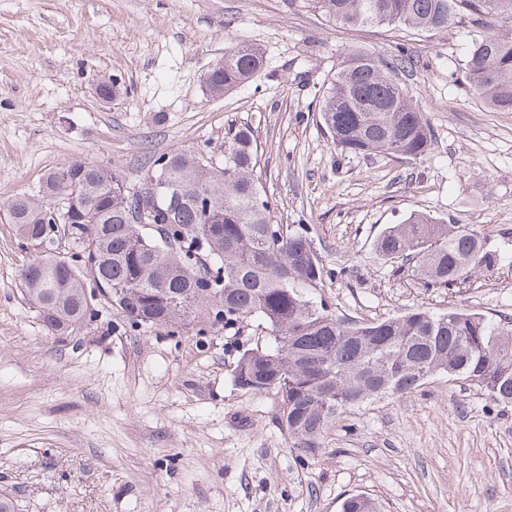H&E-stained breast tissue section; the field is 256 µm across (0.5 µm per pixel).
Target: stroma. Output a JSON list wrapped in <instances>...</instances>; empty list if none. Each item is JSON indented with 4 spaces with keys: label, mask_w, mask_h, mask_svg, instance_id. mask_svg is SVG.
Instances as JSON below:
<instances>
[{
    "label": "stroma",
    "mask_w": 512,
    "mask_h": 512,
    "mask_svg": "<svg viewBox=\"0 0 512 512\" xmlns=\"http://www.w3.org/2000/svg\"><path fill=\"white\" fill-rule=\"evenodd\" d=\"M261 49L262 72L218 98L205 75L225 47ZM460 27L337 25L307 0H0V493L18 512H512V406L446 375L344 413L300 464L274 393L237 390L239 354L265 332L131 325L98 302L82 328L47 331L19 272L40 254L7 216L47 173L95 163L136 181L173 150L217 156L253 128L275 220L303 227L337 314L375 321L454 304L512 318V112L466 92ZM411 61L398 78L425 112V159L340 152L320 87L364 50ZM116 85L110 100L97 82ZM413 212L476 229L497 270L461 291L424 287L379 259Z\"/></svg>",
    "instance_id": "35a3bbf8"
}]
</instances>
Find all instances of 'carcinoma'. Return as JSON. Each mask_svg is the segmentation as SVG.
<instances>
[{
  "label": "carcinoma",
  "mask_w": 512,
  "mask_h": 512,
  "mask_svg": "<svg viewBox=\"0 0 512 512\" xmlns=\"http://www.w3.org/2000/svg\"><path fill=\"white\" fill-rule=\"evenodd\" d=\"M311 2L341 25L465 28L470 43L462 69L470 90L491 109L512 112V0ZM262 67L259 48L231 45L213 64L206 90L220 97ZM320 119L333 144L355 155L422 160L433 148L426 114L390 63L368 52L344 56L323 93ZM256 165L254 131L245 126L219 159L164 153L136 184L78 163L50 173L42 197H15L8 215L20 237L41 246L61 231L73 250L67 260L47 249L21 269L44 327L65 334L81 326L91 315L85 290L95 286L135 326L238 330L256 321L270 345L240 355L233 384L278 396L277 419L303 464L318 458L343 413L406 397L437 374L512 404V318L495 321L453 306L371 322L336 315L309 297L322 287L323 263L306 230L274 222ZM51 202L59 206L54 224L47 218ZM375 247L398 269L413 264L427 288H458L498 261L475 230L425 213L387 227ZM341 512L380 506L356 494Z\"/></svg>",
  "instance_id": "1"
}]
</instances>
